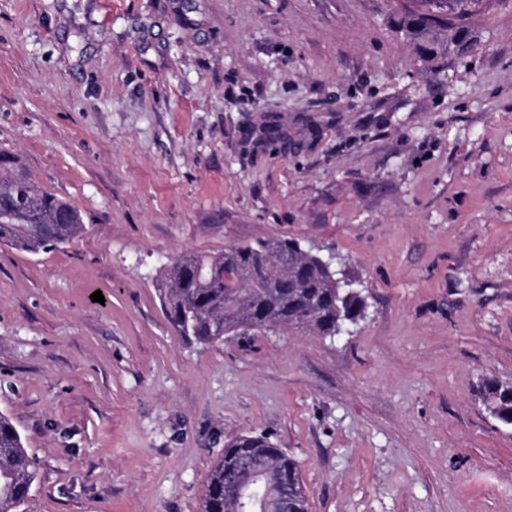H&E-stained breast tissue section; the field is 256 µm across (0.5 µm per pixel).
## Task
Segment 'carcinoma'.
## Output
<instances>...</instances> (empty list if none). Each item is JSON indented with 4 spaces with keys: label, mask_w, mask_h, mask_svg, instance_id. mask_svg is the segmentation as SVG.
Masks as SVG:
<instances>
[{
    "label": "carcinoma",
    "mask_w": 512,
    "mask_h": 512,
    "mask_svg": "<svg viewBox=\"0 0 512 512\" xmlns=\"http://www.w3.org/2000/svg\"><path fill=\"white\" fill-rule=\"evenodd\" d=\"M483 0H408L398 25L417 45L421 58L439 54L437 31L451 32V43L467 46L469 24ZM85 232L78 212L35 185L17 156L0 152V244L38 254ZM167 319L183 337L200 343L226 336L302 332L321 338L359 317L360 294L336 278L332 262L304 250L292 238L232 246L221 253L185 254L156 278ZM490 412L512 425V387L486 385ZM265 464L255 477L281 484L288 512H309L300 464L267 435H239L227 441L210 472L202 512H260L244 500L240 507L224 493V472L245 459ZM36 479L34 459L12 422L0 415V512H17Z\"/></svg>",
    "instance_id": "1"
}]
</instances>
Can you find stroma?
<instances>
[{
  "label": "stroma",
  "instance_id": "stroma-1",
  "mask_svg": "<svg viewBox=\"0 0 512 512\" xmlns=\"http://www.w3.org/2000/svg\"><path fill=\"white\" fill-rule=\"evenodd\" d=\"M397 0H0V151L87 227L0 246V414L24 512H201L241 434L310 512H512V0L419 58ZM296 238L365 309L334 338L191 344L187 253ZM105 301H92L94 292ZM490 412L499 421L512 425V387L486 384ZM34 459L12 422L0 415V512H17L36 479Z\"/></svg>",
  "mask_w": 512,
  "mask_h": 512
}]
</instances>
